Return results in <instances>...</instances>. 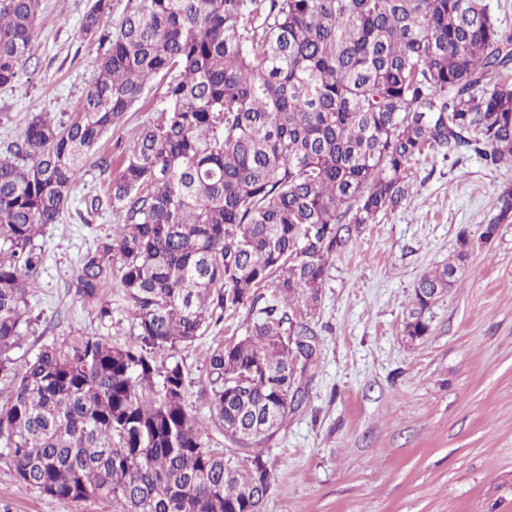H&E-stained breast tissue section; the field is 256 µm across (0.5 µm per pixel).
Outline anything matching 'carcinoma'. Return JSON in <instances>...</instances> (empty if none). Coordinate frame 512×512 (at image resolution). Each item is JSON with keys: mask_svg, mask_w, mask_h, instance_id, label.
<instances>
[{"mask_svg": "<svg viewBox=\"0 0 512 512\" xmlns=\"http://www.w3.org/2000/svg\"><path fill=\"white\" fill-rule=\"evenodd\" d=\"M93 0L85 34L110 47L74 120L32 116L0 154V444L17 480L103 512H264L274 475L263 445L305 402L317 343L295 305H317L360 225L409 200L429 150L512 163V35L482 0ZM41 0H0V86L15 80ZM167 81L166 105L122 152L107 198L112 233L80 259L69 290L111 315L114 260L138 321L43 346L17 368L42 254L102 135ZM481 238L512 222V188ZM450 262L415 287L403 333L429 332ZM271 285L279 302L258 307ZM248 306L247 335L207 365L209 416L185 406L187 376L160 351L188 346ZM215 427L247 448L253 475L207 446Z\"/></svg>", "mask_w": 512, "mask_h": 512, "instance_id": "obj_1", "label": "carcinoma"}]
</instances>
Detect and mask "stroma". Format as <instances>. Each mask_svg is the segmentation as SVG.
Returning <instances> with one entry per match:
<instances>
[{"label": "stroma", "mask_w": 512, "mask_h": 512, "mask_svg": "<svg viewBox=\"0 0 512 512\" xmlns=\"http://www.w3.org/2000/svg\"><path fill=\"white\" fill-rule=\"evenodd\" d=\"M90 5L42 0L45 23L28 59L0 87V153L33 115L66 123L77 112L109 47L81 31ZM165 103V82L153 81L142 102L103 134L58 223L36 239L44 261L15 366L76 332L115 346L133 337L135 319L119 284L106 290L112 316L103 321L66 284L80 256L116 222L103 201L112 174L97 167L98 157L119 161L120 144ZM412 180L410 202L362 225L336 256L316 309L301 311L319 338L318 357L303 379V406L264 449L274 473L265 512H512V223L500 225L490 243L480 240L497 197L512 187V166L490 170L469 153L430 151ZM463 231L473 247L457 284L431 308L428 334L408 339L402 330L417 280L456 254ZM251 322L248 308L226 312L177 353L189 411L207 414L211 347L244 337ZM101 508L95 500L40 494L0 457V512Z\"/></svg>", "instance_id": "stroma-1"}]
</instances>
